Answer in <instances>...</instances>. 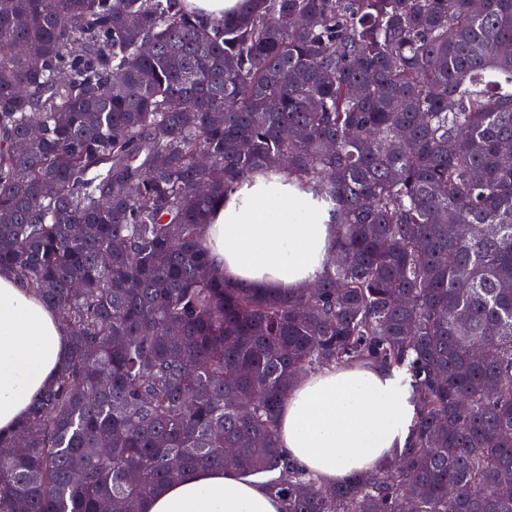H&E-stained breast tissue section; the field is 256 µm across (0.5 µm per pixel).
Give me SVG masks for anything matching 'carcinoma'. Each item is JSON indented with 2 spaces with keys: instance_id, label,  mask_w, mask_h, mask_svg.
<instances>
[{
  "instance_id": "1",
  "label": "carcinoma",
  "mask_w": 512,
  "mask_h": 512,
  "mask_svg": "<svg viewBox=\"0 0 512 512\" xmlns=\"http://www.w3.org/2000/svg\"><path fill=\"white\" fill-rule=\"evenodd\" d=\"M183 2L0 0V267L69 343L0 435V512H141L201 468L283 512H512V0ZM285 169L343 262L299 293L215 276L213 202ZM355 364L404 373L413 440L327 486L278 411ZM241 2V0H184L187 10L204 23L224 18V13L236 10Z\"/></svg>"
}]
</instances>
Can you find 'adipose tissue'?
Listing matches in <instances>:
<instances>
[{"label": "adipose tissue", "instance_id": "1", "mask_svg": "<svg viewBox=\"0 0 512 512\" xmlns=\"http://www.w3.org/2000/svg\"><path fill=\"white\" fill-rule=\"evenodd\" d=\"M335 227L287 173L254 176L211 209L203 241L214 270L263 292L311 287L334 250ZM69 345L55 310L0 268V433H13L56 377ZM416 405L398 373L352 365L297 381L277 420L281 448L323 483L376 471L411 444ZM258 481L230 469L166 485L144 512H281Z\"/></svg>", "mask_w": 512, "mask_h": 512}]
</instances>
